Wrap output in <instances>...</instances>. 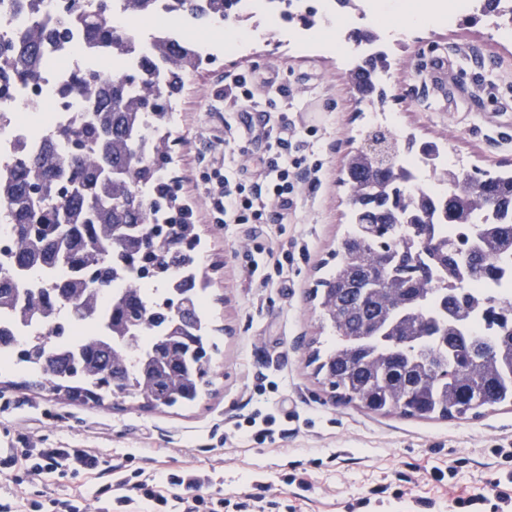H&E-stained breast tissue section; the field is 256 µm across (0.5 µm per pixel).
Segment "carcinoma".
Masks as SVG:
<instances>
[{
  "label": "carcinoma",
  "mask_w": 512,
  "mask_h": 512,
  "mask_svg": "<svg viewBox=\"0 0 512 512\" xmlns=\"http://www.w3.org/2000/svg\"><path fill=\"white\" fill-rule=\"evenodd\" d=\"M112 2L69 0L55 37L77 23L90 51L123 50L126 29L107 20ZM240 2L166 0V9L172 18L228 21L239 17ZM271 2L286 23H317L315 8H296L303 0ZM30 14L27 27L0 34L6 84L34 81L45 64L48 21ZM203 60L183 42L163 41L132 73L76 72L65 92L87 102L86 119L17 154L10 179L0 181L11 225L0 311L28 319L57 312L66 323L96 318L99 298L108 300L105 332L65 352L52 348L59 333L0 329V348H14L15 363L36 369L26 386L97 405L122 395L159 409L191 406L212 385L218 346L210 333L219 328L206 307L201 238L169 175L175 98ZM390 66L384 52L363 56L352 70L358 100L385 105L380 74ZM395 147L399 160L389 167L360 150L345 163L355 222L313 290L336 333L326 353L312 350L315 374L339 401L375 413L476 418L512 405V312L492 293L463 298L465 283L496 279L498 258L512 255V169L478 179L454 169L451 191L436 199L409 184L404 165L431 154L434 143L408 135ZM60 268L68 275L36 292L22 288L32 273ZM120 273L127 285L114 293ZM474 302L484 308L485 335L470 332Z\"/></svg>",
  "instance_id": "obj_1"
}]
</instances>
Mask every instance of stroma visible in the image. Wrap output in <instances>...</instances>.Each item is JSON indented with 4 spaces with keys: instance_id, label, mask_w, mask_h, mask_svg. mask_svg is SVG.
<instances>
[{
    "instance_id": "35a3bbf8",
    "label": "stroma",
    "mask_w": 512,
    "mask_h": 512,
    "mask_svg": "<svg viewBox=\"0 0 512 512\" xmlns=\"http://www.w3.org/2000/svg\"><path fill=\"white\" fill-rule=\"evenodd\" d=\"M503 26L490 16L474 27L405 29L386 85V112L418 139L445 138L468 171L512 168V39L500 37ZM239 75L251 78L254 99L232 112L225 94ZM176 109L170 175L193 210L209 310L221 328L209 394L190 408L143 410L116 398L97 407L0 383V448L17 447L23 435L34 448H91L108 459L132 453L157 469L216 467L224 472V512H236L256 472L270 482L278 512H458L455 499L486 488L500 468L497 449L512 448V408L448 420L368 413L337 402L310 363L311 340L325 347L335 340L309 293L346 228L342 171L370 115L351 91L347 66L329 50L248 37L241 49L206 59ZM282 109L289 141L322 164L317 183L299 181L283 223H213L200 172L224 164L241 179L257 178L261 132ZM240 143L247 153L237 151ZM295 243L303 252L274 283L249 275L257 247ZM255 411L273 415L284 438L261 444L230 429ZM450 465L454 480H427V471ZM293 476L307 481L304 496L290 485Z\"/></svg>"
}]
</instances>
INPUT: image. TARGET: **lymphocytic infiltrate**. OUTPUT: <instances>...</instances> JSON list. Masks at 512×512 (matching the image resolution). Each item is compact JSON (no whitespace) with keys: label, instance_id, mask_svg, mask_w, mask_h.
Here are the masks:
<instances>
[{"label":"lymphocytic infiltrate","instance_id":"f902f5d3","mask_svg":"<svg viewBox=\"0 0 512 512\" xmlns=\"http://www.w3.org/2000/svg\"><path fill=\"white\" fill-rule=\"evenodd\" d=\"M265 176L249 183L230 170L214 167L201 175L202 194L216 223L271 224L283 221L291 205L296 174L316 175L321 165L307 155L292 153L288 142V115L279 113L275 125L264 133ZM59 473L96 480L93 496L75 486L65 498L44 497L34 484L43 475ZM0 474L14 486L13 495L0 499V512H224V499L215 487L220 472L200 474L182 467L161 470L135 465L133 455L111 464L89 448H10L0 452ZM490 506L492 512H512V471L495 479L490 492L457 498L461 512Z\"/></svg>","mask_w":512,"mask_h":512}]
</instances>
